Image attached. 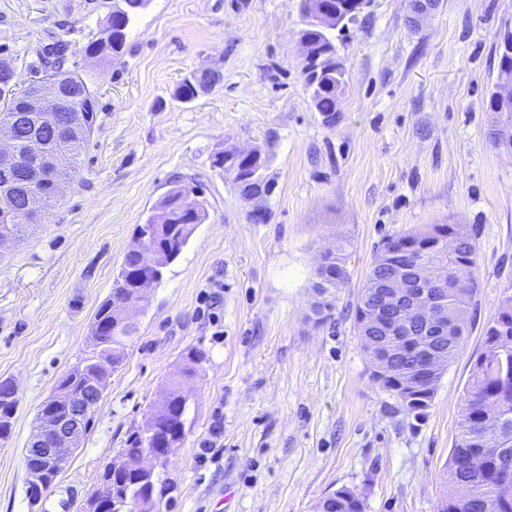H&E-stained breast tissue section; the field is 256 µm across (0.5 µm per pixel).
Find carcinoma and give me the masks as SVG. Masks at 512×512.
<instances>
[{
  "label": "carcinoma",
  "instance_id": "obj_1",
  "mask_svg": "<svg viewBox=\"0 0 512 512\" xmlns=\"http://www.w3.org/2000/svg\"><path fill=\"white\" fill-rule=\"evenodd\" d=\"M133 15H124L115 23L117 31L112 36L100 32L86 46V53L97 54L99 59L112 63L119 58L126 44L127 29ZM352 21L348 17L340 24L319 27L306 25L299 31V39L308 46L310 59L302 68L305 85L311 92L315 108L330 124L335 121L339 98L346 86L345 71L337 66V47L331 32L347 27ZM69 44L58 41L42 50L41 60L53 72H66L75 78L86 91L84 99L67 106L71 114H80L88 126L87 135L79 142L66 140L52 145L61 162L76 170L81 165L88 134L92 133L97 118V100L86 79L77 71L65 67ZM203 78L191 74L178 86L176 99L191 102L198 96V84ZM489 110L495 118L490 139L498 150L512 152V88L507 94L493 90ZM224 172L230 174L243 198L251 196V187L256 181L271 191L272 183L266 175L252 178L255 168L247 158L235 155L224 158ZM37 192L44 201L45 215L60 201L51 182L44 176L41 162L33 157L20 155L16 165V209L9 222L0 223V238H19L31 232L33 225L23 210L24 197ZM199 194L197 186L179 183L169 190L152 209L136 233L145 239L157 242L161 258L157 265L141 263L139 255L127 251L123 263L114 276L112 289L100 304L94 320L101 333L97 344L87 351L57 381L54 391L65 394L66 400L58 401L50 395L41 404L40 410H54L58 415L66 414L67 405L85 408L84 429H89L97 410L99 398H90L85 392L86 376L93 375L107 381L121 364L125 350L138 331L136 316L125 317L121 305L132 298L142 280L160 282L163 268L167 267L187 245L193 228L189 219L176 207L177 197L182 193ZM168 212L164 224L166 231L156 237L160 212ZM453 235L456 250L448 252L444 240ZM383 245L394 252L408 254L412 264L418 268L438 260L447 267L446 287L442 296L447 298L448 309L457 317L448 330L442 349L445 362H451L462 349L466 336V318L472 296L478 288L475 276L477 246L473 238L457 224H433L427 229L397 237H390ZM326 263L318 268L320 282L315 286L321 300L314 303L316 322L326 320L332 309V290L347 279L343 258L339 254L325 255ZM374 299L366 289H361L355 307V324L361 345L371 365V380L382 390L391 393L404 411L420 418L431 406L441 375L435 373L422 383L406 386L404 378L418 371L424 363L428 347L425 337L413 331L406 336H384L381 331L364 324L365 315L373 307ZM202 354L189 349L183 356L182 365L166 388L167 413L157 422V430L148 436L146 426L131 432L125 447L119 449L115 459L102 474V481L114 490V497L106 505L105 512H160L154 499L155 485L165 471V462H160L150 479L146 480L135 468V460L150 442L158 443L171 438L177 442L185 435L186 415L189 399L183 393V382L197 375ZM18 399L0 393V441H7L12 434L13 418ZM58 476L50 469L41 487L27 486L26 494L31 505H36L44 490ZM327 508L335 512H363L364 504L350 495L347 489L336 490V499L328 501ZM512 512V294L503 296L498 303L495 316L484 328V347L472 362L471 374L466 386L461 431L455 439L448 459V492L441 499L437 512Z\"/></svg>",
  "mask_w": 512,
  "mask_h": 512
}]
</instances>
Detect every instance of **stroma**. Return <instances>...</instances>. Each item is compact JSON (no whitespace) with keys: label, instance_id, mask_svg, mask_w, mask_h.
Wrapping results in <instances>:
<instances>
[{"label":"stroma","instance_id":"stroma-1","mask_svg":"<svg viewBox=\"0 0 512 512\" xmlns=\"http://www.w3.org/2000/svg\"><path fill=\"white\" fill-rule=\"evenodd\" d=\"M113 0H0V45L18 86L38 52L69 41L68 68L98 100L80 169L49 224L0 262V380L18 386L0 441V512H83L104 468L188 349L203 355L186 386L185 437L163 477L161 512H315L359 491L364 512H436L483 330L512 286V157L492 145L488 102L512 0H439L411 22L410 0H373L337 40L347 86L325 124L304 84L300 0H150L123 55L85 52ZM209 69L189 103L181 80ZM258 149L274 188L268 221L250 217L221 150ZM200 186L208 214L153 285L78 451L25 497L24 448L39 404L91 341L137 225L174 182ZM460 224L477 243L463 349L425 417L375 385L354 307L382 239ZM343 245L349 278L326 322L311 305L319 259ZM218 293L213 316L202 294ZM220 430L218 454L202 443Z\"/></svg>","mask_w":512,"mask_h":512}]
</instances>
